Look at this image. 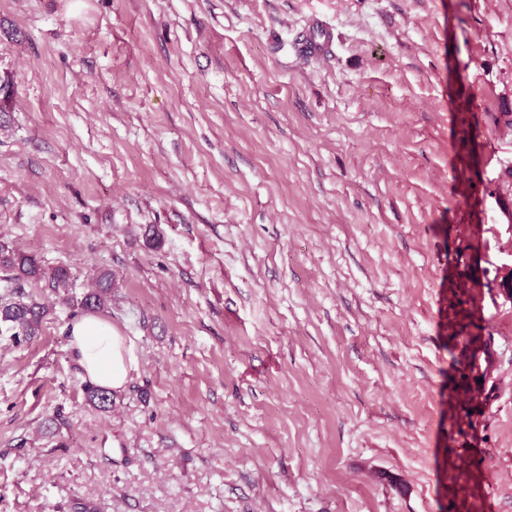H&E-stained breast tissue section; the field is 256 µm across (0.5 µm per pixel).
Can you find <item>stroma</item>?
<instances>
[{
    "mask_svg": "<svg viewBox=\"0 0 512 512\" xmlns=\"http://www.w3.org/2000/svg\"><path fill=\"white\" fill-rule=\"evenodd\" d=\"M0 76V243L72 283L0 324V512H512V0H0ZM112 276L102 273L94 279L91 290L82 298L76 299V307L80 312H99L107 307L112 300ZM44 313V307L40 303L24 301L22 295L8 302H1L0 299V323L8 324L11 329H18L15 332L18 336H35ZM69 348L87 378L96 385L120 390L135 365L133 346L112 324L96 314L76 318L69 329ZM86 385L88 401L101 411L112 408V391Z\"/></svg>",
    "mask_w": 512,
    "mask_h": 512,
    "instance_id": "1",
    "label": "stroma"
}]
</instances>
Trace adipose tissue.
<instances>
[{
    "instance_id": "obj_1",
    "label": "adipose tissue",
    "mask_w": 512,
    "mask_h": 512,
    "mask_svg": "<svg viewBox=\"0 0 512 512\" xmlns=\"http://www.w3.org/2000/svg\"><path fill=\"white\" fill-rule=\"evenodd\" d=\"M69 348L91 382L114 391L125 385L136 362L127 338L95 314L80 316L71 323Z\"/></svg>"
}]
</instances>
